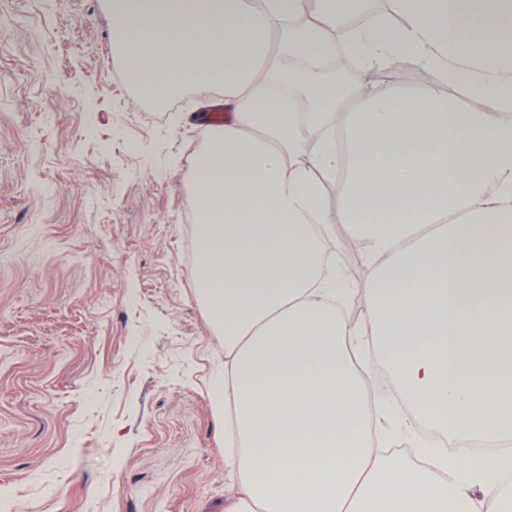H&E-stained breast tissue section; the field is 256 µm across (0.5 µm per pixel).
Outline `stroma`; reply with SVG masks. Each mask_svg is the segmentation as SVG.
<instances>
[{"mask_svg": "<svg viewBox=\"0 0 512 512\" xmlns=\"http://www.w3.org/2000/svg\"><path fill=\"white\" fill-rule=\"evenodd\" d=\"M112 38L105 0H0V512H225L184 160L224 92L157 109Z\"/></svg>", "mask_w": 512, "mask_h": 512, "instance_id": "35a3bbf8", "label": "stroma"}]
</instances>
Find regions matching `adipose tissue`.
<instances>
[{
    "instance_id": "adipose-tissue-1",
    "label": "adipose tissue",
    "mask_w": 512,
    "mask_h": 512,
    "mask_svg": "<svg viewBox=\"0 0 512 512\" xmlns=\"http://www.w3.org/2000/svg\"><path fill=\"white\" fill-rule=\"evenodd\" d=\"M106 4L112 56L157 107L224 91L191 205L196 298L224 334L227 512H512V0H389L394 22L345 33L333 0ZM338 51L441 81H370L352 100L311 78L302 114L267 94L295 82L291 60ZM335 222L368 244L356 323L344 275L323 271ZM367 357L401 393L405 432L447 446L383 451Z\"/></svg>"
}]
</instances>
